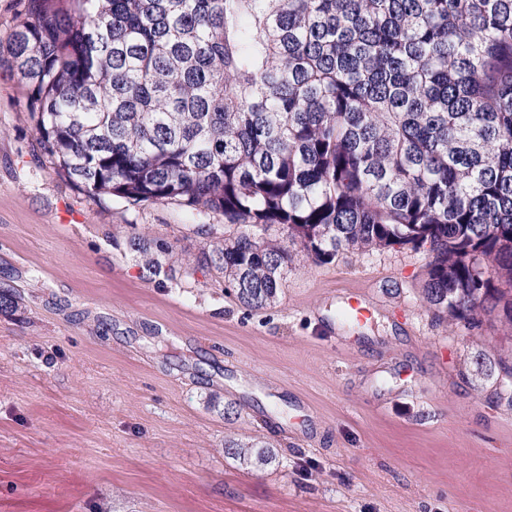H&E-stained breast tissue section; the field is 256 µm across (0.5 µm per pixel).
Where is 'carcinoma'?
<instances>
[{"label": "carcinoma", "instance_id": "cac0c4a2", "mask_svg": "<svg viewBox=\"0 0 512 512\" xmlns=\"http://www.w3.org/2000/svg\"><path fill=\"white\" fill-rule=\"evenodd\" d=\"M4 63L90 197L243 227L199 264L261 308L300 247L424 250L422 293L512 329V0H24ZM287 230L281 240L269 230ZM142 269L161 265L133 238Z\"/></svg>", "mask_w": 512, "mask_h": 512}]
</instances>
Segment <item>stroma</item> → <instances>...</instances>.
Masks as SVG:
<instances>
[{
    "label": "stroma",
    "instance_id": "1",
    "mask_svg": "<svg viewBox=\"0 0 512 512\" xmlns=\"http://www.w3.org/2000/svg\"><path fill=\"white\" fill-rule=\"evenodd\" d=\"M238 230L84 195L0 67V512H512L505 329L439 318L409 247L295 252L250 309L205 268L146 276L129 246L193 259ZM356 290L370 317L337 322Z\"/></svg>",
    "mask_w": 512,
    "mask_h": 512
}]
</instances>
